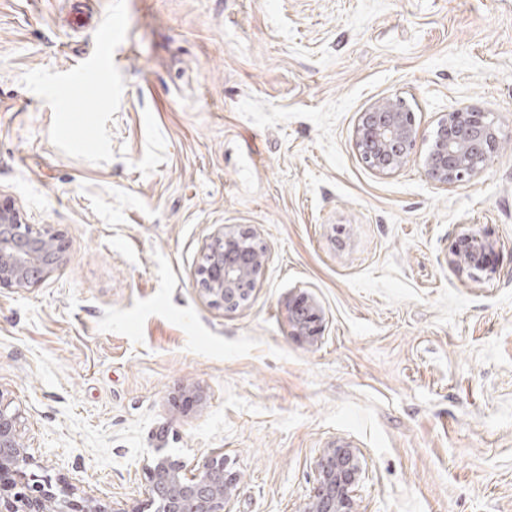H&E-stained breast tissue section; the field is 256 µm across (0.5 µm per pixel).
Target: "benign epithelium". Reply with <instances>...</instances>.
<instances>
[{
  "instance_id": "obj_1",
  "label": "benign epithelium",
  "mask_w": 512,
  "mask_h": 512,
  "mask_svg": "<svg viewBox=\"0 0 512 512\" xmlns=\"http://www.w3.org/2000/svg\"><path fill=\"white\" fill-rule=\"evenodd\" d=\"M419 138L414 115L400 101L376 102L361 114L356 148L361 160L380 174L402 168ZM498 139L486 113L451 112L438 125L423 165L437 185L465 183L480 174L497 150ZM493 243L480 234L455 239L450 262L458 268L483 271ZM266 248L248 229L220 227L206 243L196 273V287L209 302L226 311L243 306L255 292L264 269ZM64 261L57 232L24 221L19 210L0 205V288L28 290L41 284ZM291 335L308 343L322 333L323 313L317 301L301 294L288 306ZM18 415L0 402V473L7 470L17 489L14 499L0 502V512H140L137 507H106L49 475L27 473L29 457L17 428ZM316 485L302 512H355L352 487L362 472L355 449L330 444L316 463ZM147 506L153 512H228L233 483L224 472V455L212 453L189 466L157 449L147 467Z\"/></svg>"
}]
</instances>
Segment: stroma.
Wrapping results in <instances>:
<instances>
[{
	"instance_id": "35a3bbf8",
	"label": "stroma",
	"mask_w": 512,
	"mask_h": 512,
	"mask_svg": "<svg viewBox=\"0 0 512 512\" xmlns=\"http://www.w3.org/2000/svg\"><path fill=\"white\" fill-rule=\"evenodd\" d=\"M109 21L111 86L59 95ZM386 98L421 137L381 175L354 134ZM458 110L499 145L441 187L422 158ZM0 202L67 245L0 288L32 471L142 510L155 449L220 452L230 512H301L336 442L357 512H512V0H0ZM221 226L268 251L234 312L195 286ZM471 232L493 272L449 268ZM288 325L292 336L314 342L323 327V313L317 301L307 294L293 299L288 306Z\"/></svg>"
}]
</instances>
